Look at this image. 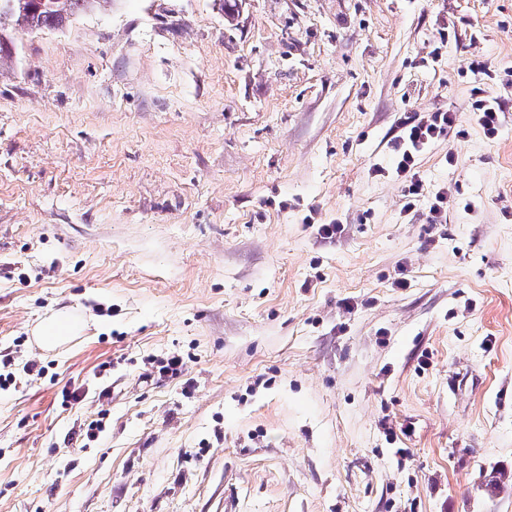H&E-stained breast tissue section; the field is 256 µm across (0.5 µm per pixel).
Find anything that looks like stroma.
I'll use <instances>...</instances> for the list:
<instances>
[{"label":"stroma","instance_id":"35a3bbf8","mask_svg":"<svg viewBox=\"0 0 512 512\" xmlns=\"http://www.w3.org/2000/svg\"><path fill=\"white\" fill-rule=\"evenodd\" d=\"M15 43L0 512H512V0H112ZM438 109L407 213L374 170ZM470 119L481 127L489 137L496 136L501 126L503 106L496 97H492L484 88H475L472 99ZM83 329L81 318L68 311H60L45 318L36 328L39 344L47 351L66 343L72 336H77Z\"/></svg>","mask_w":512,"mask_h":512}]
</instances>
